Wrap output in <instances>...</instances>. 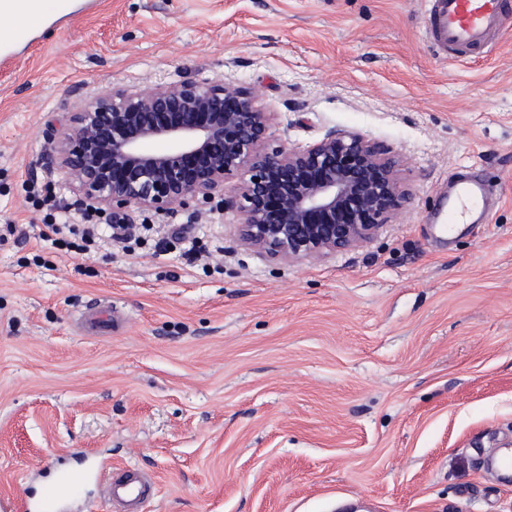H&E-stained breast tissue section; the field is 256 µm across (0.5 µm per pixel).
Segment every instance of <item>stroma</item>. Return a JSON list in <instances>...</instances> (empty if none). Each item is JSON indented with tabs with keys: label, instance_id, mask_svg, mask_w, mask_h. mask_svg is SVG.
I'll return each mask as SVG.
<instances>
[{
	"label": "stroma",
	"instance_id": "stroma-1",
	"mask_svg": "<svg viewBox=\"0 0 512 512\" xmlns=\"http://www.w3.org/2000/svg\"><path fill=\"white\" fill-rule=\"evenodd\" d=\"M0 63V497L108 459L144 512H512V24L435 58L423 0H72ZM226 77L272 145L357 131L410 198L363 246L272 260L213 195L136 211L90 258L64 174L33 175L72 96ZM487 216H431L459 177ZM49 201H25L31 181ZM111 305L123 329L79 318ZM44 228L41 233L42 238L50 241L55 248L65 250L66 252L87 254L102 242L99 225H97L92 234L85 230L80 231L71 224L66 226V224H56V222L44 224ZM152 494V479L131 466L114 472L108 482L109 499L115 508L123 512H141Z\"/></svg>",
	"mask_w": 512,
	"mask_h": 512
}]
</instances>
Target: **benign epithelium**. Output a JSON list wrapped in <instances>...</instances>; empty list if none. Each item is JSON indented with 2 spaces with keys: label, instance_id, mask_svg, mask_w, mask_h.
Listing matches in <instances>:
<instances>
[{
  "label": "benign epithelium",
  "instance_id": "benign-epithelium-1",
  "mask_svg": "<svg viewBox=\"0 0 512 512\" xmlns=\"http://www.w3.org/2000/svg\"><path fill=\"white\" fill-rule=\"evenodd\" d=\"M257 99L222 78L87 96L52 126L36 166L65 174L82 207L114 213H164L237 176L224 208L239 239L286 261L350 250L400 211L409 193L385 149L341 131L272 147Z\"/></svg>",
  "mask_w": 512,
  "mask_h": 512
}]
</instances>
